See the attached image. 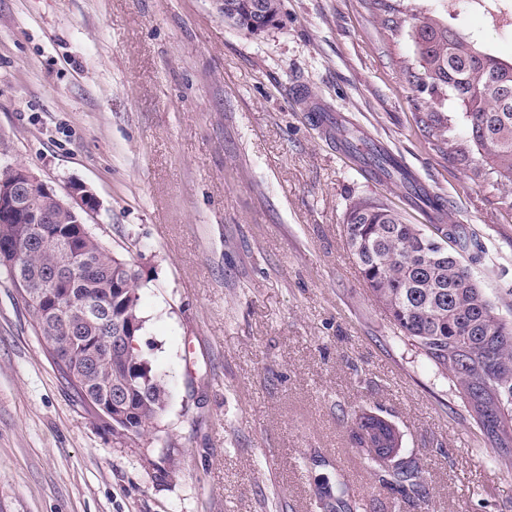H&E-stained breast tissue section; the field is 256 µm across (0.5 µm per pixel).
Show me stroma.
Masks as SVG:
<instances>
[{
	"instance_id": "1",
	"label": "stroma",
	"mask_w": 512,
	"mask_h": 512,
	"mask_svg": "<svg viewBox=\"0 0 512 512\" xmlns=\"http://www.w3.org/2000/svg\"><path fill=\"white\" fill-rule=\"evenodd\" d=\"M485 2L281 0L252 34L212 0H0V167L94 193L88 226L139 270L140 346L171 390L155 428L117 439L0 271V512H320L317 482L339 473L360 512H512V466L347 245L353 198L427 214L312 114L440 197L480 245L484 292L507 298L512 184L488 175L447 89L410 78L428 15L512 60V0ZM360 411L399 430L425 499L378 482L351 437Z\"/></svg>"
}]
</instances>
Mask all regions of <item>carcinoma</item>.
Listing matches in <instances>:
<instances>
[{"label":"carcinoma","mask_w":512,"mask_h":512,"mask_svg":"<svg viewBox=\"0 0 512 512\" xmlns=\"http://www.w3.org/2000/svg\"><path fill=\"white\" fill-rule=\"evenodd\" d=\"M419 55L416 82L433 89L447 87L462 104L471 140L481 151L487 174L512 184V63L482 50L461 32L435 17L414 24ZM362 160L385 178L400 183L424 201L439 217L444 203L420 194L414 180L390 155L369 149ZM54 212L52 224H41L38 237L30 224H1L0 240L10 244L13 264L0 262L19 295L31 288L55 290L49 273L77 264L79 276L58 296L66 309L87 301L107 307L99 315L74 319V337L63 361L52 360L61 379L73 390L85 412L95 415L89 399L122 387L130 414L112 434L128 440L141 438L160 419L171 397L167 382L156 375L139 350L113 348L96 354L93 369L84 368L93 342L112 337L121 325L140 336L144 320L139 305L140 274L135 265L111 254L94 234L74 232L75 219L47 200L35 210ZM348 245L362 278L393 326L413 342L435 369L452 379L459 398L485 444L498 460L512 465V307L491 301L472 273L481 259L478 245L462 224H436L434 234L406 224L380 202L352 200L346 209ZM35 333L44 341L65 335L59 319L45 316L25 303ZM352 433L357 447L375 464L379 481L405 495L422 497L425 483L419 465L398 457L389 460L382 449L392 442V431L365 412L354 415ZM324 512H355L346 499V485L324 480L318 484Z\"/></svg>","instance_id":"cac0c4a2"}]
</instances>
